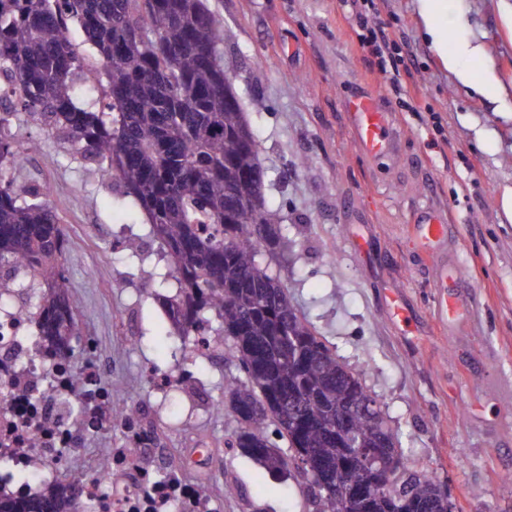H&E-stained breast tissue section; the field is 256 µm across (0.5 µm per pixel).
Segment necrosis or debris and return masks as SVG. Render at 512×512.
<instances>
[{"label": "necrosis or debris", "instance_id": "4bbe7bcc", "mask_svg": "<svg viewBox=\"0 0 512 512\" xmlns=\"http://www.w3.org/2000/svg\"><path fill=\"white\" fill-rule=\"evenodd\" d=\"M34 327V313L0 309V493L22 510L66 473L62 448H69V459L93 466L87 443L116 433L119 445L110 451L104 480L84 485L82 504L72 512H215L213 499L197 494L182 474H161L169 450L150 423L149 408L126 410L99 389L97 352L81 359L35 353L29 343ZM85 383L97 385L94 397L82 391ZM83 402L87 410L73 420L70 404Z\"/></svg>", "mask_w": 512, "mask_h": 512}]
</instances>
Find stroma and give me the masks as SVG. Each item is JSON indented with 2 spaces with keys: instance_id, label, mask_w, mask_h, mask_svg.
<instances>
[{
  "instance_id": "1",
  "label": "stroma",
  "mask_w": 512,
  "mask_h": 512,
  "mask_svg": "<svg viewBox=\"0 0 512 512\" xmlns=\"http://www.w3.org/2000/svg\"><path fill=\"white\" fill-rule=\"evenodd\" d=\"M448 4L439 19L448 49L481 45L460 66L498 80L496 100L442 67L418 0H375L367 15L410 55L395 80L362 50L353 0H210L224 21V70L260 142L265 199L288 240L262 267L380 403L406 467L436 476L454 512H512V220L502 208L512 187V0ZM364 96L390 123V148L375 158L352 138L349 106ZM12 132L40 148L0 172L23 195L50 186L79 331L94 338L113 398L151 407L174 459L198 439L224 446L210 470L220 512H315L297 469L275 478L229 447L236 418L211 411L225 398L227 363L175 338L152 298L144 271L162 275L171 263L146 213L38 122L22 118ZM428 210L447 218L438 257L420 245L417 218ZM151 368H186L197 383L162 398L146 381Z\"/></svg>"
}]
</instances>
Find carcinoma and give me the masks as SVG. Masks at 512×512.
<instances>
[{
    "mask_svg": "<svg viewBox=\"0 0 512 512\" xmlns=\"http://www.w3.org/2000/svg\"><path fill=\"white\" fill-rule=\"evenodd\" d=\"M73 27L92 55L71 41ZM223 44L224 23L208 0H0V73L14 85V109L0 112V162L39 149L8 133L24 112L143 208L172 261L176 292L156 300L173 334L229 341L235 370L224 385L239 422L229 447L274 474L296 462L316 512H434L441 485L425 473L405 471L396 485L348 499L309 477L310 463L350 484L373 478L335 429L344 417L357 446L398 458V438L361 378L259 264L286 241L278 210L257 197L259 141L224 85ZM84 89L98 92L86 108L77 102ZM66 248L53 208L21 199L0 175V268L30 272L25 284L0 276V305L20 298L37 310L38 352L40 336L70 353L77 344ZM271 425L288 451L270 441ZM77 492L55 482L29 512H57Z\"/></svg>",
    "mask_w": 512,
    "mask_h": 512,
    "instance_id": "carcinoma-1",
    "label": "carcinoma"
}]
</instances>
